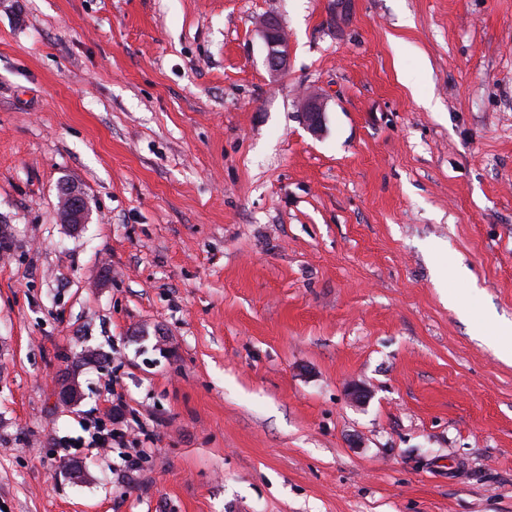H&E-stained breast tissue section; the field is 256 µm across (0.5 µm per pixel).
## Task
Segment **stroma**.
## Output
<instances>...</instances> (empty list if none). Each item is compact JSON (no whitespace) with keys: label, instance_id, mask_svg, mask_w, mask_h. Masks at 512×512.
Segmentation results:
<instances>
[{"label":"stroma","instance_id":"1","mask_svg":"<svg viewBox=\"0 0 512 512\" xmlns=\"http://www.w3.org/2000/svg\"><path fill=\"white\" fill-rule=\"evenodd\" d=\"M0 224L7 512H512V0H0ZM259 32L267 48V69L271 75H279L289 63V43L284 26L277 18L266 17L260 21ZM302 120L307 130L315 136L321 135L325 125L326 103L324 99L315 92L308 94L302 99ZM59 214L65 224H85L88 212L87 197L79 194L69 185H61L58 192Z\"/></svg>","mask_w":512,"mask_h":512}]
</instances>
